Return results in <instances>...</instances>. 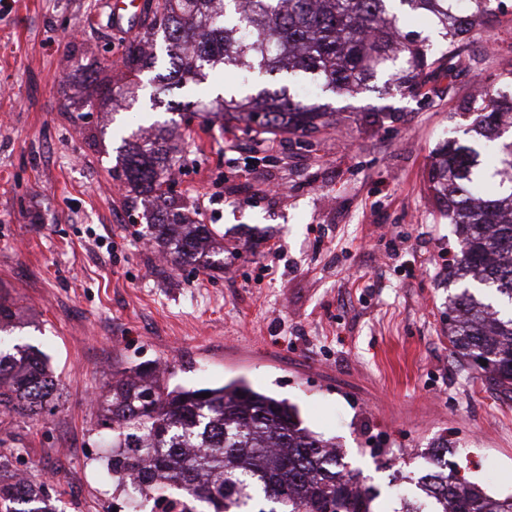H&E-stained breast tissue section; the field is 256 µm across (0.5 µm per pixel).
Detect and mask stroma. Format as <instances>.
I'll list each match as a JSON object with an SVG mask.
<instances>
[{"instance_id": "1", "label": "stroma", "mask_w": 512, "mask_h": 512, "mask_svg": "<svg viewBox=\"0 0 512 512\" xmlns=\"http://www.w3.org/2000/svg\"><path fill=\"white\" fill-rule=\"evenodd\" d=\"M152 18L115 22L108 0H0V295L17 312L0 349L31 346L61 383L49 414L0 416L17 469L62 490L58 512H125L99 397L113 373L159 367L173 387L242 379L287 399L378 488L380 512L442 442L459 477L512 496V397L449 351L456 237L428 188L433 149L466 137L477 84L512 78V0L416 96L328 94L334 127L266 140L202 119L266 75L211 71L171 111L153 71L127 72ZM381 109L393 119L371 122ZM147 138L168 154L167 199L222 236L223 264L176 265L152 243L154 208L119 159Z\"/></svg>"}]
</instances>
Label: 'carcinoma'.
<instances>
[{
    "instance_id": "cac0c4a2",
    "label": "carcinoma",
    "mask_w": 512,
    "mask_h": 512,
    "mask_svg": "<svg viewBox=\"0 0 512 512\" xmlns=\"http://www.w3.org/2000/svg\"><path fill=\"white\" fill-rule=\"evenodd\" d=\"M163 0L150 27L125 56L134 71L155 66L144 43L159 28L169 66L154 80L166 91L205 79L216 67L257 71L323 92L361 90L381 96L418 93L435 72H451L455 47L493 11L494 0ZM431 18L448 43L436 53L429 39L402 25ZM469 131L486 154L448 139L431 157L430 182L459 256L448 279L464 284L448 299V342L454 357L479 367L488 386L512 393V87L489 84L470 107ZM224 123L264 134L312 133L336 124L328 105L303 99L285 85L240 100H224ZM166 156L159 142L124 149L128 183L153 196L155 236L178 264L210 256L206 224H185L156 194ZM487 361L482 365L480 360ZM58 382L46 358L29 346L0 351V413L39 416ZM209 397L202 398L200 394ZM101 425L112 430L106 469L115 489L137 475L142 497L174 486L209 512H373L378 490L348 468L336 443L303 426L286 399L257 392L243 380L215 388L170 387L152 370L112 375L102 396ZM439 446L415 488L395 512H512V496L494 497L466 484ZM16 457L0 441V512H55L42 485L17 484Z\"/></svg>"
}]
</instances>
